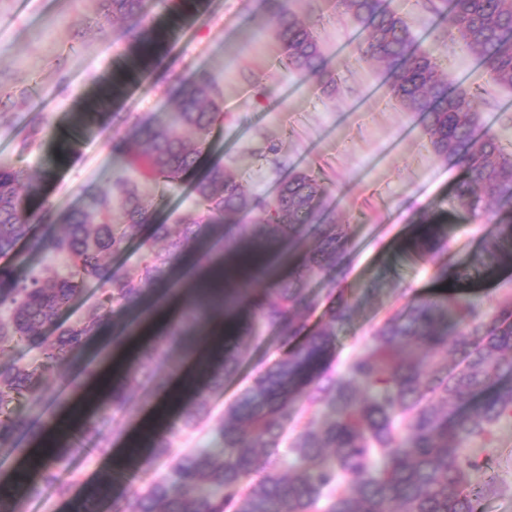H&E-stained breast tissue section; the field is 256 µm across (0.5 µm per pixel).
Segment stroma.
I'll use <instances>...</instances> for the list:
<instances>
[{"label": "stroma", "instance_id": "stroma-1", "mask_svg": "<svg viewBox=\"0 0 512 512\" xmlns=\"http://www.w3.org/2000/svg\"><path fill=\"white\" fill-rule=\"evenodd\" d=\"M172 3L145 0L133 30L105 16L100 0H0V166L26 169L38 187L27 196L31 208H47L54 217L35 224L19 249L29 264L66 273L63 259L36 248L35 238L60 230L61 218L110 191L121 175L153 203L156 223L175 230L180 217L196 209L192 186L212 161L246 183L251 222L263 216L280 182L299 171L314 173L326 188L330 217L348 227L349 261L338 282L358 306L335 342L333 364L343 371L409 299L445 295L483 240L512 224V210L489 208L475 218L453 209L461 171L432 153L420 119L390 98L386 71L364 55L363 39L353 36L359 25L337 0H288L289 9L315 28L326 69L336 78L329 89L284 69L265 0H195L178 15ZM436 3L432 11L422 0H386L410 26L417 49L431 52L452 77L469 69L474 55L448 36V0ZM203 73L217 82L224 118L197 167L159 193L113 145L175 112L178 85ZM471 85L482 91V131L512 148V91L495 87L484 71ZM430 216L440 220L448 241L438 265L408 251L416 224ZM470 289L482 311H493L512 297V266L496 268ZM136 319L131 310L105 324L92 349L49 372V385L69 396L84 361L111 359L118 333ZM278 348L269 329L248 342L238 370L211 396L213 418ZM164 395L137 389L132 408L104 429L110 451L131 439L140 417ZM71 456L81 481L69 499L46 491L26 500L25 512H67L76 500L88 512H110L109 499L83 491L84 482L106 475L108 453L75 448ZM476 462L475 478H493L498 488L484 501V512H512V419L500 420Z\"/></svg>", "mask_w": 512, "mask_h": 512}]
</instances>
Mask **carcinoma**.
Masks as SVG:
<instances>
[{"label":"carcinoma","instance_id":"1","mask_svg":"<svg viewBox=\"0 0 512 512\" xmlns=\"http://www.w3.org/2000/svg\"><path fill=\"white\" fill-rule=\"evenodd\" d=\"M107 13L137 21L144 0H105ZM345 10L368 32L365 54L389 75L391 99L422 121L435 155L460 168L454 205L477 217L482 205L512 207V152L493 134L477 133L479 95L460 85L448 89L447 76L433 55L416 51L413 34L382 0H341ZM270 23L283 51L284 66L328 87L335 78L325 71L313 27L299 20L286 0H268ZM448 36L485 63L492 83L512 89V0H451ZM175 121L191 135L166 124H147L115 145L141 163L154 180L175 185L192 171L206 149L207 136L221 116L213 77L202 74L177 92ZM30 181L21 169L0 167V257L21 262L16 252L32 223L48 212L28 209L19 189ZM124 199L123 225L112 223V194L91 197L86 208L64 218V229L39 241L46 251L65 257L69 272L31 269L16 278L0 268V447L37 435V426L9 409L13 399L30 395L51 402L43 373L72 362L86 338L98 334L115 308L136 307L160 285L173 279L186 255L220 245L245 261L260 255L249 247L261 242L282 246L288 259L306 240L316 242L286 278L265 267L271 288L253 305L254 318L278 333L280 354L246 386L212 428L207 443L177 453L165 434L148 443L157 473L130 496L112 498V512H480L494 483L473 482L477 464L471 443L489 444L498 422L512 415V299L482 315L470 298L455 292L441 300L412 299L393 312L373 333L371 344L340 375L328 358L338 328L351 322L355 303L341 288L330 289L327 304L312 295L311 278H335L345 262L347 225L324 218L318 205L323 185L307 172L280 184L265 215L253 224L235 219L250 210L247 186L216 161L193 185L205 212L182 218V232L172 237L169 225L153 223L151 202L126 179L115 182ZM152 225L140 262L112 269L108 256L125 250L129 236ZM168 240L162 252L152 241ZM415 254L436 262L447 252L445 235L432 224L418 225ZM512 262V225L485 240L471 265L457 271L458 281L478 278L494 266ZM224 273L196 289L181 307L169 335L181 348L195 342L196 324L213 307H224ZM95 283L100 301L79 321L58 327L55 336L41 329L55 323L59 311L87 284ZM320 322L310 325L317 311ZM39 351L37 371L1 357L13 344ZM243 347L219 355L221 365L208 388L236 372ZM168 356L149 349L143 363L112 385L97 416L86 421L82 439L106 443L101 431L111 415L133 403L142 382L164 386L155 362ZM324 407L293 437L286 430L299 400ZM209 394L198 392L180 410V429L194 431L210 419ZM288 444V458L260 479L246 483L254 471L257 449L278 456ZM79 481L69 455L49 453L36 479L21 494H0V512H23V501L45 490L66 496Z\"/></svg>","mask_w":512,"mask_h":512}]
</instances>
